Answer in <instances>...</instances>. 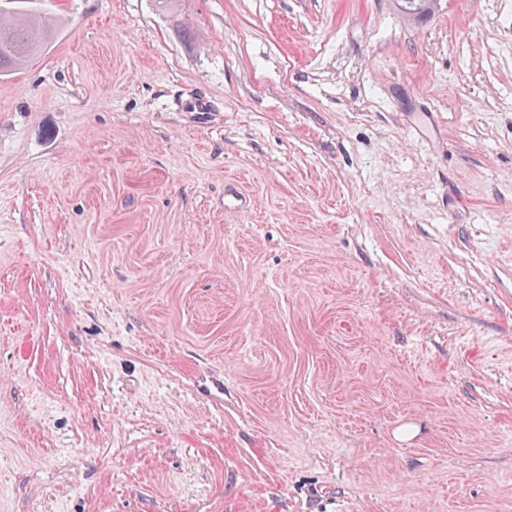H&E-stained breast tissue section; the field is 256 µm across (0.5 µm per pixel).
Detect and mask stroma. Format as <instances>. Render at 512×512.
Masks as SVG:
<instances>
[{"label": "stroma", "instance_id": "stroma-1", "mask_svg": "<svg viewBox=\"0 0 512 512\" xmlns=\"http://www.w3.org/2000/svg\"><path fill=\"white\" fill-rule=\"evenodd\" d=\"M34 9L0 512H512V0Z\"/></svg>", "mask_w": 512, "mask_h": 512}]
</instances>
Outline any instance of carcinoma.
I'll list each match as a JSON object with an SVG mask.
<instances>
[{"label":"carcinoma","instance_id":"carcinoma-1","mask_svg":"<svg viewBox=\"0 0 512 512\" xmlns=\"http://www.w3.org/2000/svg\"><path fill=\"white\" fill-rule=\"evenodd\" d=\"M33 0H12L0 10V74L40 54L47 46L51 31L30 17Z\"/></svg>","mask_w":512,"mask_h":512}]
</instances>
